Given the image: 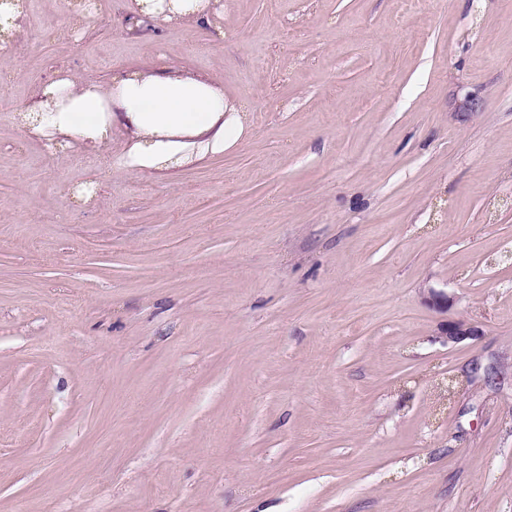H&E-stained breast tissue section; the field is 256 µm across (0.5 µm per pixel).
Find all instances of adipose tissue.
Instances as JSON below:
<instances>
[{"label": "adipose tissue", "mask_w": 512, "mask_h": 512, "mask_svg": "<svg viewBox=\"0 0 512 512\" xmlns=\"http://www.w3.org/2000/svg\"><path fill=\"white\" fill-rule=\"evenodd\" d=\"M225 110L223 94L206 80L135 72L92 90L60 79L34 99L21 121L78 148L102 140L112 123L122 124L134 143L119 169L135 172L223 154L243 133L239 118L225 117Z\"/></svg>", "instance_id": "ef3b65f1"}]
</instances>
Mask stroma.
<instances>
[{
  "label": "stroma",
  "instance_id": "35a3bbf8",
  "mask_svg": "<svg viewBox=\"0 0 512 512\" xmlns=\"http://www.w3.org/2000/svg\"><path fill=\"white\" fill-rule=\"evenodd\" d=\"M94 2L0 57V512H512V0ZM137 69L241 138L117 174L15 121ZM201 8L202 6L198 0H169L167 9L170 16L166 15L163 17L170 19L173 16H178L193 19L197 24H208L210 15L203 13ZM441 336L444 342L456 344L467 339H476L481 333L478 327L456 320L441 325Z\"/></svg>",
  "mask_w": 512,
  "mask_h": 512
}]
</instances>
